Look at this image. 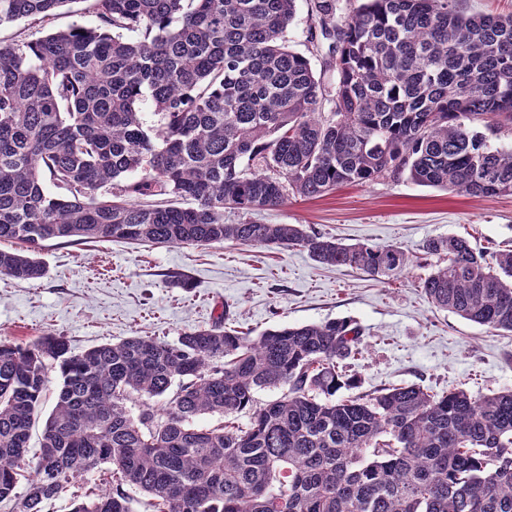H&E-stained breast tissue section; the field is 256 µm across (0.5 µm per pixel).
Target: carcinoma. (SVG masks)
Segmentation results:
<instances>
[{
	"instance_id": "carcinoma-1",
	"label": "carcinoma",
	"mask_w": 512,
	"mask_h": 512,
	"mask_svg": "<svg viewBox=\"0 0 512 512\" xmlns=\"http://www.w3.org/2000/svg\"><path fill=\"white\" fill-rule=\"evenodd\" d=\"M69 0H0V26L47 24ZM296 0H92V27L0 44V274L44 278L54 240L146 246L225 241L305 248L326 265L395 277L393 246L345 244L251 211L408 173L474 198L512 194V15L453 0H314L334 94L289 49ZM151 100L159 124L144 125ZM331 110L322 111L324 101ZM132 173L133 180H126ZM244 216L224 223V209ZM437 309L512 333V249L426 240ZM134 336L77 353L64 336L0 341V502L46 512L90 475L71 512H512V390L480 398L416 383L336 394L361 328L329 320ZM58 401L29 457L49 383ZM284 387L259 407L255 392ZM163 398L164 405L151 401ZM142 402L133 415L130 404ZM251 412L249 424L236 416ZM204 415L222 422L194 425Z\"/></svg>"
}]
</instances>
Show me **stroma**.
Here are the masks:
<instances>
[{
  "instance_id": "obj_1",
  "label": "stroma",
  "mask_w": 512,
  "mask_h": 512,
  "mask_svg": "<svg viewBox=\"0 0 512 512\" xmlns=\"http://www.w3.org/2000/svg\"><path fill=\"white\" fill-rule=\"evenodd\" d=\"M314 26L313 0H297L287 44L310 59L330 89L336 75L310 42ZM250 218L393 246L411 263L388 279L320 264L299 246L51 241L41 253L43 279L0 275V340L25 346L52 334L77 351L132 336L172 342L211 325L226 308L232 328L252 336L344 318L363 332L351 362L361 390L417 383L477 397L512 388V335L435 309L419 286L436 263L422 252L427 239L463 236L480 249L511 248L512 194L474 199L387 176L317 198L293 196ZM172 272L185 274L189 287L172 285Z\"/></svg>"
}]
</instances>
